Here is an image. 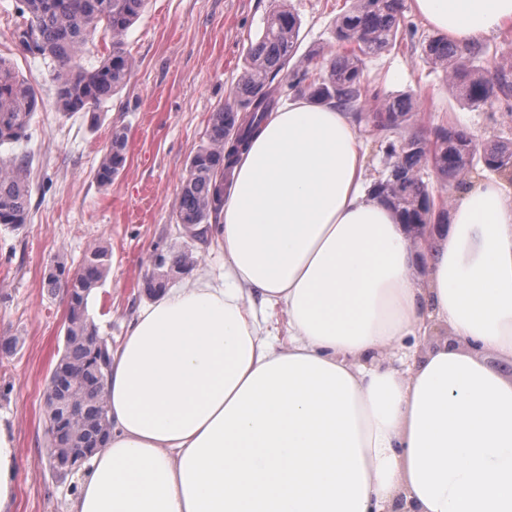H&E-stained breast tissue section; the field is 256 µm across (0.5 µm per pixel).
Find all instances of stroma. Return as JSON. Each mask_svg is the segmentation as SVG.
Returning <instances> with one entry per match:
<instances>
[{
  "label": "stroma",
  "instance_id": "35a3bbf8",
  "mask_svg": "<svg viewBox=\"0 0 512 512\" xmlns=\"http://www.w3.org/2000/svg\"><path fill=\"white\" fill-rule=\"evenodd\" d=\"M287 2L300 21L299 54L336 52V22L347 0ZM16 6L17 0H0V55L33 84L40 106L20 145L32 157L27 221L0 226V336L18 340L12 353L0 354V416L15 433L14 512H69L78 480L53 474L45 444L43 390L62 348L66 316L61 298L43 286L46 266L56 260L74 271L91 249L107 250L109 265L88 299V313L115 344L135 312L150 303L149 276L165 273L171 288L184 279L169 266H154L153 257L186 249L197 269L219 274L224 250L218 241H192L176 221L180 178L212 112L231 100L246 50L262 33L273 0H147L126 38L136 67L94 130L82 114L57 111L47 65L14 45ZM364 76L385 93L421 99L414 128H460L482 147L512 141V116L462 105L420 50L395 47L366 58ZM118 130L127 135L126 164L102 187L94 171Z\"/></svg>",
  "mask_w": 512,
  "mask_h": 512
}]
</instances>
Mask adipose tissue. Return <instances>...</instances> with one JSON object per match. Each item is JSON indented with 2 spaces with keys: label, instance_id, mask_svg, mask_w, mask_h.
<instances>
[{
  "label": "adipose tissue",
  "instance_id": "obj_1",
  "mask_svg": "<svg viewBox=\"0 0 512 512\" xmlns=\"http://www.w3.org/2000/svg\"><path fill=\"white\" fill-rule=\"evenodd\" d=\"M464 47L512 0H412ZM221 190L220 278L189 275L112 349L110 436L69 512H512V188L462 187L414 277V230L367 185L349 113H267ZM281 309L288 337L260 313ZM431 325L419 362H386ZM16 448L0 420V512ZM450 332L446 327L430 326L425 336H419L416 347L414 349L413 357L418 359L437 343L447 339L450 340Z\"/></svg>",
  "mask_w": 512,
  "mask_h": 512
}]
</instances>
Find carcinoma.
Instances as JSON below:
<instances>
[{
  "instance_id": "obj_1",
  "label": "carcinoma",
  "mask_w": 512,
  "mask_h": 512,
  "mask_svg": "<svg viewBox=\"0 0 512 512\" xmlns=\"http://www.w3.org/2000/svg\"><path fill=\"white\" fill-rule=\"evenodd\" d=\"M261 37L250 44L246 67L233 100L212 113L205 141L190 156L181 178L177 220L193 225L191 240L205 242L217 215L220 191L214 181L229 157L248 143L250 132L277 105L271 83L281 73L291 77L289 88L309 101L346 112L365 113L376 142L388 160L387 175L371 192L395 209L404 224H443L448 220L444 203L429 190L428 178L453 185L477 165L512 181V143L499 142L478 153L474 137L460 129L437 126L434 143L409 129V116L419 102L411 93L381 95L363 77V61L400 45L410 30L405 0H351L349 11L336 29L341 52L330 57L317 51L297 56L300 22L285 0H274ZM146 0H19L21 21L14 39L21 51L48 62L54 103L64 114L80 112L89 128L101 121L102 108L125 87L135 67L126 48V35L140 18ZM102 32L104 52L87 67L82 57L97 32ZM445 76L448 88L471 108L494 106L512 112V57L501 59L491 76L480 73L490 48L480 42L464 48L441 37L410 42ZM39 107L35 89L15 65L0 56V146L19 145L28 138L34 112ZM125 135L116 131L94 177L102 186L126 163ZM30 156L10 151L0 156V225L26 223L31 199ZM107 251L97 248L79 269L65 266L44 277L52 294L62 295L67 309L61 355L54 368L79 370L78 394L83 400L85 425L72 431L82 458L80 468L107 439L108 411L99 406L111 369L112 344L98 339L88 314V298L105 275Z\"/></svg>"
}]
</instances>
